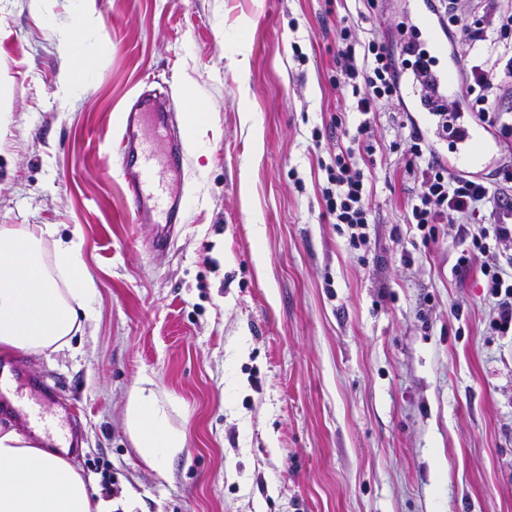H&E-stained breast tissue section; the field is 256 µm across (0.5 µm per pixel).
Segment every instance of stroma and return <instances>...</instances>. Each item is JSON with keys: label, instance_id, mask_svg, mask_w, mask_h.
Masks as SVG:
<instances>
[{"label": "stroma", "instance_id": "35a3bbf8", "mask_svg": "<svg viewBox=\"0 0 512 512\" xmlns=\"http://www.w3.org/2000/svg\"><path fill=\"white\" fill-rule=\"evenodd\" d=\"M420 0L366 9L359 39L433 50L408 18ZM341 0H0V225L80 234L95 315L74 348L0 354L54 386L82 436L63 456L90 490L134 512H512V329L478 268L457 274L459 223L436 242L409 224L411 126L449 175L463 151L403 98L377 113L366 245L352 249L322 199L315 147L328 123ZM80 33L91 70L61 86ZM439 68L502 57L453 35ZM304 61H297V54ZM172 99L190 207L165 252L125 203L107 158L141 92ZM194 95L205 123L185 126ZM470 168L489 189L512 138L485 128ZM152 377L186 446L144 462L124 426Z\"/></svg>", "mask_w": 512, "mask_h": 512}]
</instances>
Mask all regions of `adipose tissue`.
Here are the masks:
<instances>
[{
    "instance_id": "adipose-tissue-1",
    "label": "adipose tissue",
    "mask_w": 512,
    "mask_h": 512,
    "mask_svg": "<svg viewBox=\"0 0 512 512\" xmlns=\"http://www.w3.org/2000/svg\"><path fill=\"white\" fill-rule=\"evenodd\" d=\"M82 240H63L51 224L0 225V351L54 353L71 348L94 316L93 279L84 273ZM126 430L150 465L185 447L183 431L148 375L129 392ZM93 496L68 460L30 444L16 430L0 431V512H112Z\"/></svg>"
}]
</instances>
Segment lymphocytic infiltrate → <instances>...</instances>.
Instances as JSON below:
<instances>
[{"mask_svg":"<svg viewBox=\"0 0 512 512\" xmlns=\"http://www.w3.org/2000/svg\"><path fill=\"white\" fill-rule=\"evenodd\" d=\"M445 31L463 35L470 42L485 41L488 31L499 37L512 34V12L502 10L501 0H480L478 10L463 8L460 0H448L441 16ZM472 83L467 84L470 108L481 120H489L494 102L503 89L494 67L484 64L471 68ZM331 85L349 104L348 112L333 114L330 128L350 132L349 145L329 155L319 167L326 173L322 189L325 208L337 224L345 226L351 246L364 244L369 224L370 190L355 156L372 152L373 119L381 108L400 99V82L394 66V56L386 42L369 39L359 43L353 14L340 20L336 45V73ZM358 116L356 126H349L348 113ZM412 144L405 163L406 171L418 181L408 216L409 223L423 232V243L436 240V226L449 214L460 216L464 223L479 224L484 207H491L493 224L481 227L479 236L462 249L456 267L460 270L479 266L490 294L498 299V320L501 327L512 326V279H504L497 255L491 254V243L512 244V194L500 189L490 191L480 181L464 175L449 177L448 171L426 144L420 130H412Z\"/></svg>","mask_w":512,"mask_h":512,"instance_id":"obj_1","label":"lymphocytic infiltrate"}]
</instances>
